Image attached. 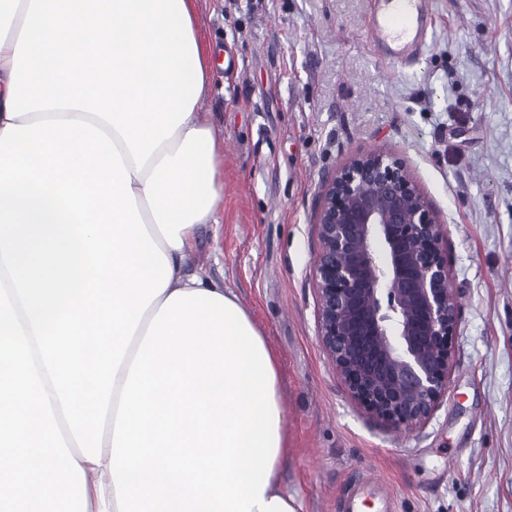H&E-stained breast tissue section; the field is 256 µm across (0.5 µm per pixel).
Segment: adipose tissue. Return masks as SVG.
Segmentation results:
<instances>
[{"label": "adipose tissue", "instance_id": "1", "mask_svg": "<svg viewBox=\"0 0 512 512\" xmlns=\"http://www.w3.org/2000/svg\"><path fill=\"white\" fill-rule=\"evenodd\" d=\"M29 3L0 0V131L45 117L103 130L123 154L141 219L172 271L115 375L100 462L60 426L85 474L87 512H299L280 478L288 429L278 361L239 295L188 267L199 227L223 220L220 130L192 110L140 168L122 136L92 113L8 117Z\"/></svg>", "mask_w": 512, "mask_h": 512}]
</instances>
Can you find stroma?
Masks as SVG:
<instances>
[{
    "mask_svg": "<svg viewBox=\"0 0 512 512\" xmlns=\"http://www.w3.org/2000/svg\"><path fill=\"white\" fill-rule=\"evenodd\" d=\"M433 2L403 68L370 45L373 0H195L230 63L201 105L224 134V221L190 264L239 294L277 356L281 479L302 512H342L364 476L395 512H512V0ZM369 151L400 160L446 225L459 302L448 389L409 432L366 413L318 339L317 187Z\"/></svg>",
    "mask_w": 512,
    "mask_h": 512,
    "instance_id": "stroma-1",
    "label": "stroma"
}]
</instances>
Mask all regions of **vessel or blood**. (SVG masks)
Listing matches in <instances>:
<instances>
[{"label": "vessel or blood", "mask_w": 512, "mask_h": 512, "mask_svg": "<svg viewBox=\"0 0 512 512\" xmlns=\"http://www.w3.org/2000/svg\"><path fill=\"white\" fill-rule=\"evenodd\" d=\"M432 7L433 0H379L368 21L372 46L391 63L408 64L427 42V20ZM368 497L377 499L381 512H393V498L379 484L355 487L348 495L343 512H359Z\"/></svg>", "instance_id": "b4317fda"}]
</instances>
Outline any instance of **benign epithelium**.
<instances>
[{
    "label": "benign epithelium",
    "instance_id": "benign-epithelium-1",
    "mask_svg": "<svg viewBox=\"0 0 512 512\" xmlns=\"http://www.w3.org/2000/svg\"><path fill=\"white\" fill-rule=\"evenodd\" d=\"M315 224L322 349L370 415L419 427L448 388L457 327L444 224L402 165L380 152L322 176Z\"/></svg>",
    "mask_w": 512,
    "mask_h": 512
}]
</instances>
